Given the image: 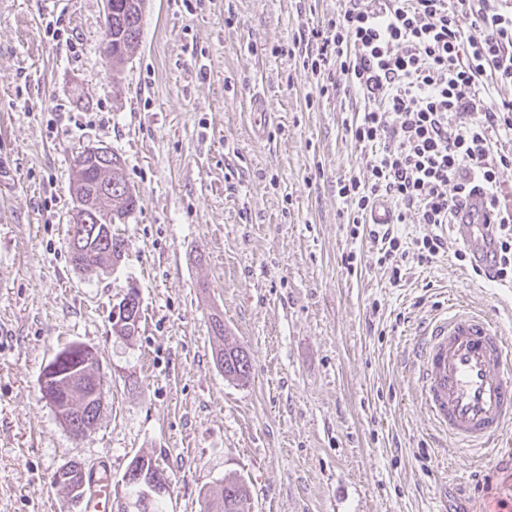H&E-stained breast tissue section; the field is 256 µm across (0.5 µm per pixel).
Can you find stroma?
<instances>
[{
    "label": "stroma",
    "instance_id": "35a3bbf8",
    "mask_svg": "<svg viewBox=\"0 0 512 512\" xmlns=\"http://www.w3.org/2000/svg\"><path fill=\"white\" fill-rule=\"evenodd\" d=\"M344 0H147L120 72L101 51L103 0H0V512H85L52 474L85 463L111 498L137 456L170 479L165 512H203L237 477L246 512H498L512 458L439 443L411 365L423 325L459 299L512 337V286L459 262L451 231L400 282L368 231L351 238L336 183L365 177L363 110L312 73L304 35ZM263 89L270 120L250 111ZM125 162L129 248L94 275L68 249L73 159ZM356 252V269L343 254ZM137 335L111 330L129 286ZM249 353L225 378L211 316ZM93 348L101 420L73 438L40 391L62 347Z\"/></svg>",
    "mask_w": 512,
    "mask_h": 512
}]
</instances>
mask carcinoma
I'll return each instance as SVG.
<instances>
[{
    "mask_svg": "<svg viewBox=\"0 0 512 512\" xmlns=\"http://www.w3.org/2000/svg\"><path fill=\"white\" fill-rule=\"evenodd\" d=\"M141 38L139 17L132 11L131 0H116L112 19L105 21L102 51L106 60L112 63V71H120L130 55L136 50ZM100 172L90 170L82 172L75 178L71 190H83L91 194L97 189ZM137 199L132 196L122 198L112 196V209H102L103 214H112L118 220L131 214L136 208ZM69 249L72 261L83 262L81 269L86 273H94L105 267L115 265L113 256L126 253L129 244L119 235L104 237L94 231V225L82 226L83 235L74 233V226H69ZM212 353L215 363L224 372V377L237 382H246L251 374V358L242 347L228 342L224 329V318L216 314L211 317ZM90 352L86 345L72 343L60 349L51 363L59 365L65 375L58 378L55 385L57 406L62 408V424L69 433L79 438L86 434L85 428L93 427L91 420H100V407L86 404L82 397L74 394L71 375L67 371L80 367V371H88L85 365ZM216 495L221 499L224 512H244V504L249 500L246 483L240 479H226L218 488Z\"/></svg>",
    "mask_w": 512,
    "mask_h": 512,
    "instance_id": "1",
    "label": "carcinoma"
}]
</instances>
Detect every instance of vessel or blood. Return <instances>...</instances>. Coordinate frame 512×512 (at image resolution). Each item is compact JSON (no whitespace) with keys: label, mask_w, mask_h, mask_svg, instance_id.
<instances>
[{"label":"vessel or blood","mask_w":512,"mask_h":512,"mask_svg":"<svg viewBox=\"0 0 512 512\" xmlns=\"http://www.w3.org/2000/svg\"><path fill=\"white\" fill-rule=\"evenodd\" d=\"M485 206L473 197L452 232L486 275L494 273V227L481 221ZM421 405L436 431L470 455L498 447L512 428V338L469 306L449 302L428 324L416 350ZM86 512H106L108 484L86 482Z\"/></svg>","instance_id":"vessel-or-blood-1"}]
</instances>
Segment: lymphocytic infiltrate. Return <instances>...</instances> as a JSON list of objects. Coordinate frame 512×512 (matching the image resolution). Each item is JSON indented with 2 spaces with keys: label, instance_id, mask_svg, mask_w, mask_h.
I'll return each mask as SVG.
<instances>
[{
  "label": "lymphocytic infiltrate",
  "instance_id": "f902f5d3",
  "mask_svg": "<svg viewBox=\"0 0 512 512\" xmlns=\"http://www.w3.org/2000/svg\"><path fill=\"white\" fill-rule=\"evenodd\" d=\"M465 17L483 37L464 38ZM304 62L315 72L335 66L364 103L350 134L371 150L367 177L338 184L354 213L351 237L377 201H393L392 223L372 235L382 243L378 264L400 280L407 259H436L445 244L439 227L479 194L495 225V278L512 283V210L499 197L512 152L491 150L494 134L512 132V97L489 105L479 93L486 75L512 86V0H345L311 30ZM410 220L435 232L407 249L397 227Z\"/></svg>",
  "mask_w": 512,
  "mask_h": 512
}]
</instances>
